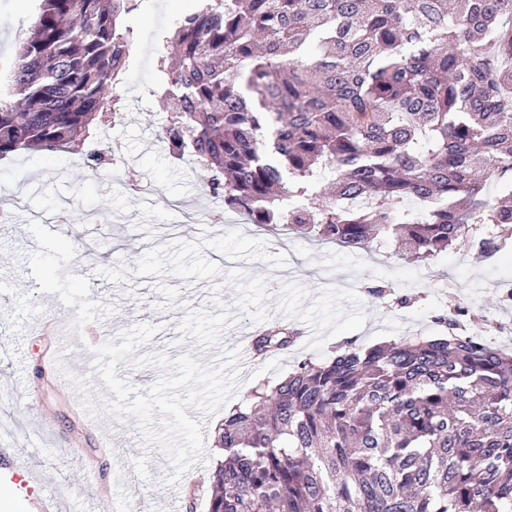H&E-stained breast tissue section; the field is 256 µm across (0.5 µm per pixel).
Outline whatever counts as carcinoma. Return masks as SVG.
<instances>
[{
  "mask_svg": "<svg viewBox=\"0 0 512 512\" xmlns=\"http://www.w3.org/2000/svg\"><path fill=\"white\" fill-rule=\"evenodd\" d=\"M142 0H37L0 80V157L111 111ZM158 58L163 137L250 224L409 263L509 247L512 0H200ZM346 341L224 417L208 512H512V349L457 330ZM286 325L254 342L286 350Z\"/></svg>",
  "mask_w": 512,
  "mask_h": 512,
  "instance_id": "carcinoma-1",
  "label": "carcinoma"
}]
</instances>
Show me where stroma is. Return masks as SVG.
<instances>
[{"mask_svg": "<svg viewBox=\"0 0 512 512\" xmlns=\"http://www.w3.org/2000/svg\"><path fill=\"white\" fill-rule=\"evenodd\" d=\"M34 0H0V76L5 75L16 58L21 24ZM197 6V0H142L139 9L127 16L132 31L131 64L121 79L125 94L122 117L115 130L94 135L93 145L111 151L114 161L104 165L98 176H91L82 161L83 148L57 152H17L0 159V187L22 189L20 203L10 206L11 222L0 223V276L10 277L15 287L0 295V342L28 350L32 364L43 355L62 356L66 370L91 377L94 394L108 390L100 377L91 376L77 349H66L63 338L44 336L31 330L35 314L44 319L69 324L74 309L53 304L49 294L40 292L31 276L28 258L38 245L28 230L33 214L46 216L66 211L71 226L69 238L77 248L70 272L88 277L91 299L117 304V312L97 324L101 338L142 323L158 325L159 330L140 351L151 354L167 352L177 357L183 352L207 363L212 352L201 351L194 339L177 345L176 327L187 308H200L210 296L209 280L187 284L173 275L162 281L180 289V303L172 309L158 310L163 297L157 290L156 276H126L113 283L100 276V267H112L118 261L127 265L148 250L166 244L172 238L193 240L200 234L216 237L227 224L201 225L188 221L171 209L174 201L206 200V184L200 168L191 157L173 158L159 132L166 119L155 94L159 84L156 61L164 48L162 37L174 20ZM379 255L357 249H339L304 236L288 237L286 252L293 269V279L305 286L310 297H317L325 287L355 288L368 316L364 328L354 332L358 342L374 344L396 341L413 329L425 335L442 334L435 323L438 309L466 299L471 305L497 313L503 329L512 333V305L502 304L503 283L512 281V251L493 258L474 254L448 253L433 264L434 269L451 276L454 289L438 287L426 300L410 307L394 304L392 298L371 295L369 286L381 279L396 283L398 292L408 293L419 277V267L406 264L395 253V245L382 241ZM280 323V316H273ZM288 326L298 328L303 336L296 347L274 355L255 357L242 364L239 385L232 405L243 402L256 385L281 381L297 362L329 358L340 337L328 339L322 351L308 348L311 331L299 320L288 319ZM20 363L0 359V430L11 433L19 450L28 454L32 469L29 491H22L12 474L0 472V512H30L31 497L53 491L63 501V512H119L123 505H154L158 512H207L210 475L216 465L218 430L223 413L207 418L203 435L207 459L189 470L177 488L162 485L168 471L165 457L147 449L135 419L118 423L106 417L87 424L79 415V397L63 372L36 375L32 387H24L15 372ZM41 425L43 439L32 435L34 425ZM133 458L134 478L117 483L112 489L96 490L87 483V473L97 470L108 477L114 460Z\"/></svg>", "mask_w": 512, "mask_h": 512, "instance_id": "1", "label": "stroma"}]
</instances>
